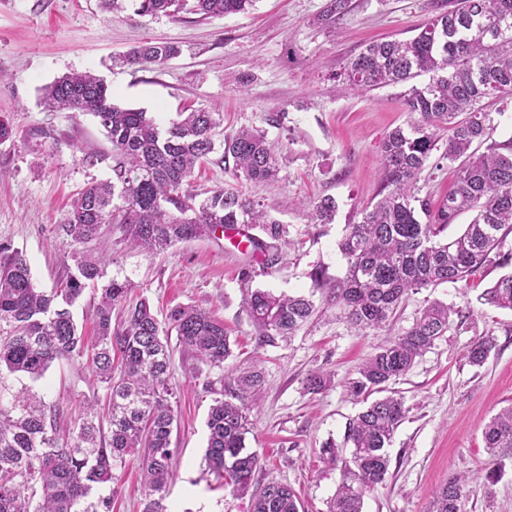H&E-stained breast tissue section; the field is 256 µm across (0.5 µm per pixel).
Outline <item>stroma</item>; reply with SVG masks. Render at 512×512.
I'll return each instance as SVG.
<instances>
[{
	"label": "stroma",
	"mask_w": 512,
	"mask_h": 512,
	"mask_svg": "<svg viewBox=\"0 0 512 512\" xmlns=\"http://www.w3.org/2000/svg\"><path fill=\"white\" fill-rule=\"evenodd\" d=\"M327 3L255 0L245 13L174 21L130 9L115 15L102 0H0V121L12 130L0 140V244L25 253L38 288L56 287L73 266V246L62 230L73 198L88 183L113 177L114 150L96 119L44 103L43 88L63 74L93 72L116 105L163 123L188 109L219 113V142L244 127L264 130L280 165L278 181L247 183L236 177L232 159L215 153L191 185L203 197L218 188L242 191L287 224L277 265L265 268L261 257L220 235L144 252L129 247L116 224L84 247L106 276L131 282L130 300L147 299L160 313L178 304L203 308L223 320L233 344L220 371L171 347L177 425L169 512H251L250 495L233 493L209 472L204 449L208 411L226 374L255 361L265 384L246 439L261 458L254 482L288 484L304 512H328L339 485L351 478L350 453L342 451L332 465L321 448L328 440L342 441L347 421L362 408L349 391L350 379L377 343L411 327L435 300L455 308L454 322L389 385L408 414L388 449L387 478L366 492L363 512H429L434 492L462 474L473 480L464 512H512V448L489 453L482 436L489 420L512 405V311L481 298L503 268L491 264L466 280L411 292L386 325L366 334L349 325L327 284L313 277L318 268L328 281L345 276L338 244L346 226L379 198L381 146L394 129L417 119L403 104L406 85L354 87L348 63L371 41L417 36L456 0H347L332 21L322 18ZM160 41L181 48L165 67L113 66L114 56ZM445 147L438 142L422 189L435 204L456 180L455 163L442 157ZM324 197L335 200V216L327 224L311 223L308 205ZM246 268L254 273L253 287L314 301L315 313L294 336L259 343L242 304ZM486 337L494 343L488 358L479 367L468 364L467 349ZM315 370L330 381L312 394L303 381ZM4 381L10 392L28 388L58 405L64 435L83 418L87 401L106 393L79 357L55 361L36 381L13 375ZM492 469L499 478L488 486L484 475ZM101 491L113 494V512H141L136 458Z\"/></svg>",
	"instance_id": "obj_1"
}]
</instances>
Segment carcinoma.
I'll return each mask as SVG.
<instances>
[{
  "label": "carcinoma",
  "instance_id": "carcinoma-1",
  "mask_svg": "<svg viewBox=\"0 0 512 512\" xmlns=\"http://www.w3.org/2000/svg\"><path fill=\"white\" fill-rule=\"evenodd\" d=\"M136 5L141 16L181 13L202 18L236 14L254 0H104L114 13ZM173 43H147L119 59L127 67H164L177 57ZM429 76L404 95L407 111L418 120L405 131L393 130L382 145V183L386 193L362 211L339 243L346 276L332 288L349 324L359 332L381 327L409 293L466 279L476 269L496 263L512 265V253L499 251L512 231V140L474 145L490 138L488 98L512 97V0H458V7L426 23L412 39L373 41L349 62L348 76L361 88L405 83ZM47 107L87 112L107 132L118 159L116 181L93 182L74 200L63 231L76 245L102 237L118 224L133 248L160 252L217 230H236L249 252L264 255L271 268L280 253L267 255L288 236V227L245 195L219 188L197 200L189 190L195 167L215 153V113L205 108L179 113L160 126L141 109L112 103L105 81L87 71L65 74L43 88ZM448 130L444 157L458 163L454 189L437 206L420 196L439 133ZM239 177L264 182L279 175L264 131L244 128L222 142ZM336 202L325 197L313 205L312 218L332 220ZM475 216L453 239H441L448 225L465 213ZM258 227L264 238L249 229ZM74 270L60 287L36 288L26 255L0 245V373L37 380L62 357H84L109 399L108 430L89 416L62 441L56 407L23 389L9 404L0 400V512H112L113 494L93 490L114 479L127 458L139 459L143 484L142 512H168V487L174 476L171 435L177 423L170 402L169 336L183 350L212 368L224 370L232 354L224 321L192 305H176L158 318L149 302L127 306L119 329L112 327V307L125 301L131 283L111 278L84 252L71 253ZM251 270L241 273L243 306L260 342L289 337L314 312L305 296H275L249 289ZM93 302L96 336L87 342L78 331L71 307L83 294ZM481 299L512 310V272L486 289ZM456 311L441 301L423 308L414 324L377 346L350 382L365 407L346 423L343 446L350 449L353 479L342 484L328 512H363L365 492L385 481L387 448L406 417L404 401L384 395L388 385L408 372L416 360L448 333ZM489 338L474 342L467 362L482 365ZM263 371L255 364L224 382V396L209 408L205 461L232 491L251 494L252 512H302L288 485L268 482L253 487L261 459L246 446L249 413L262 397ZM490 451L512 448V406L497 413L483 431ZM470 493L465 476H455L432 497L431 512H462Z\"/></svg>",
  "mask_w": 512,
  "mask_h": 512
}]
</instances>
